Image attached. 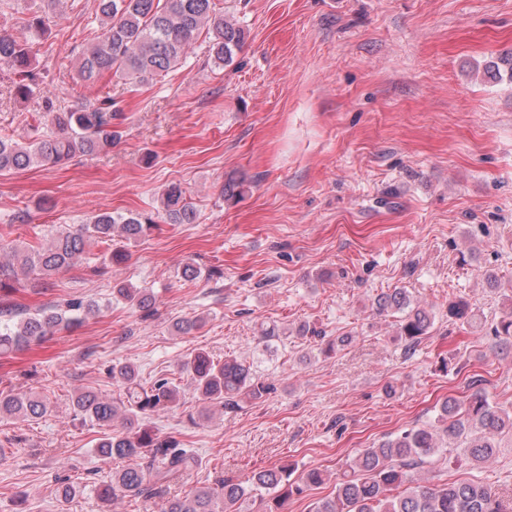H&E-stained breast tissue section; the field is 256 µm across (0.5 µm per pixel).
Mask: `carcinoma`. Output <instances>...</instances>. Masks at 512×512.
Instances as JSON below:
<instances>
[{"mask_svg":"<svg viewBox=\"0 0 512 512\" xmlns=\"http://www.w3.org/2000/svg\"><path fill=\"white\" fill-rule=\"evenodd\" d=\"M101 32L78 57V73L85 82L107 75L131 82H146L166 74L185 60L198 42L206 44L208 56L217 67L233 64L246 42L247 30L224 17L215 0H96ZM16 76L15 93L29 98L40 85V74L32 64V46L0 35V66ZM52 130L38 133L33 140L0 137V173L32 166L57 164L76 157L100 154L112 149V120L118 117L112 96L79 107L49 109ZM242 177L224 183V199L238 201L249 192ZM195 209L177 183L161 195L156 216L130 214L114 216L101 212L75 228L59 231L46 247L14 245L9 262H0V293L15 290L18 275L49 277L67 269L84 253L89 240L109 243L120 237L135 240L157 223L192 224ZM115 298L142 310L152 308L154 297L148 288L120 286ZM377 309L401 313L397 338L404 353L410 354L430 333L434 316L411 305L406 292L395 290L381 295ZM92 312L94 306L80 299L65 305L18 312L17 322L0 323V355H7L33 342H40L61 326L74 322V314ZM470 303L462 297L448 299V321H467ZM498 345L512 347V310L491 325ZM179 378L160 377L146 385L131 363L112 365L110 375L119 383V399L95 391H80L71 397L73 411L100 428L119 421L123 430L106 434L95 444L104 460L140 458L142 462L112 472V480L97 489L99 497L117 494L149 498L177 485L181 476L198 464L196 454L171 436L149 428L146 419L161 409L179 404L180 383L193 386L199 414L209 417L215 409L235 410L276 391L275 384L259 376L251 365L232 357L217 359L198 351L177 365ZM49 411L46 401L33 392H0V418L33 422ZM430 423L413 426L388 437L355 455L348 469L336 477L330 495L313 503L311 512H512V493L495 492L478 481L437 485L418 483L416 470L427 460L448 451L458 442L474 462L487 460L497 451L496 437L512 431V407L492 404L478 389L466 401L448 396L435 407ZM291 469L273 466L251 472L247 480L219 478L180 497L167 499L163 512H245V505L260 497L259 512H285L288 501L312 487L330 481L322 468L303 471L291 479Z\"/></svg>","mask_w":512,"mask_h":512,"instance_id":"obj_1","label":"carcinoma"}]
</instances>
